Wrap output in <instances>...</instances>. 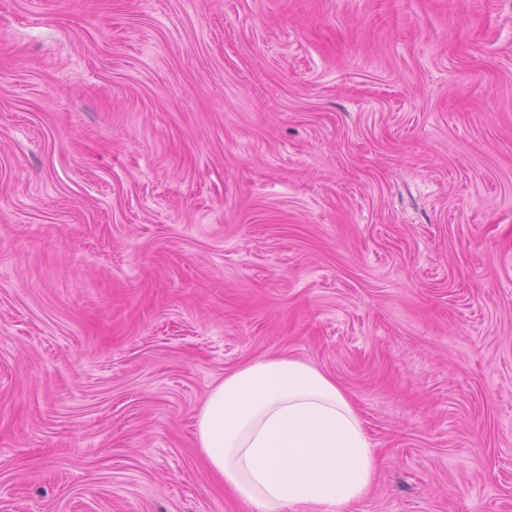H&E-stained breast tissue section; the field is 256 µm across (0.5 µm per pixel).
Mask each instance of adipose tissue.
<instances>
[{"instance_id":"adipose-tissue-1","label":"adipose tissue","mask_w":512,"mask_h":512,"mask_svg":"<svg viewBox=\"0 0 512 512\" xmlns=\"http://www.w3.org/2000/svg\"><path fill=\"white\" fill-rule=\"evenodd\" d=\"M195 436L212 475L251 512H335L362 499L377 471L352 401L331 376L289 356L213 385Z\"/></svg>"}]
</instances>
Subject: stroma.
Here are the masks:
<instances>
[{
  "mask_svg": "<svg viewBox=\"0 0 512 512\" xmlns=\"http://www.w3.org/2000/svg\"><path fill=\"white\" fill-rule=\"evenodd\" d=\"M273 355L346 512H512V0H0V512H249L195 415Z\"/></svg>",
  "mask_w": 512,
  "mask_h": 512,
  "instance_id": "35a3bbf8",
  "label": "stroma"
}]
</instances>
